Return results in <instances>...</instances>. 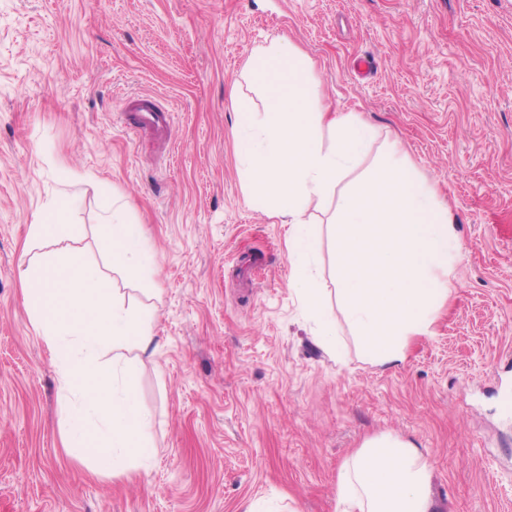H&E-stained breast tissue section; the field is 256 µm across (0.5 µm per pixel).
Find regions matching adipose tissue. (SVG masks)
Segmentation results:
<instances>
[{"instance_id": "1", "label": "adipose tissue", "mask_w": 512, "mask_h": 512, "mask_svg": "<svg viewBox=\"0 0 512 512\" xmlns=\"http://www.w3.org/2000/svg\"><path fill=\"white\" fill-rule=\"evenodd\" d=\"M314 68L297 46L276 38L256 48L236 80L232 110L244 200L290 225L293 286L318 324L320 342L335 347L341 320L367 360L397 365L412 337L429 335L452 293L450 275L464 244L436 185L398 147L360 171L373 131L356 113L315 104ZM254 91L261 106L250 98ZM329 202L337 320L308 267L314 240L306 214ZM125 211L113 207L100 224L108 263L116 272L152 276L156 263L145 232L126 221ZM429 471L410 443L370 439L339 475L336 512H430Z\"/></svg>"}]
</instances>
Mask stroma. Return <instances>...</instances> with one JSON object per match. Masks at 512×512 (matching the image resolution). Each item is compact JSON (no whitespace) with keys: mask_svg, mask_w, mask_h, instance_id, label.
<instances>
[{"mask_svg":"<svg viewBox=\"0 0 512 512\" xmlns=\"http://www.w3.org/2000/svg\"><path fill=\"white\" fill-rule=\"evenodd\" d=\"M289 39L318 99L400 141L465 245L452 296L404 363L320 344L292 287L288 227L244 201L232 85ZM153 97L170 139L121 119ZM79 194L62 242L23 243ZM120 199L159 266L157 347L128 355L152 420L147 470L70 458L51 355L21 268L68 248L105 267L99 216ZM512 0H0V512H336L340 471L377 437L431 468L434 512H512Z\"/></svg>","mask_w":512,"mask_h":512,"instance_id":"35a3bbf8","label":"stroma"}]
</instances>
